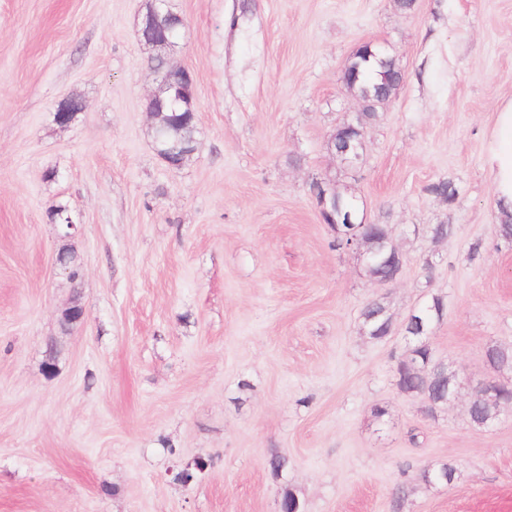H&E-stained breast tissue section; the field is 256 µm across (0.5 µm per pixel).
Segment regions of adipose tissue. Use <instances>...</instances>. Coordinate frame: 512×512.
Returning <instances> with one entry per match:
<instances>
[{"instance_id": "adipose-tissue-1", "label": "adipose tissue", "mask_w": 512, "mask_h": 512, "mask_svg": "<svg viewBox=\"0 0 512 512\" xmlns=\"http://www.w3.org/2000/svg\"><path fill=\"white\" fill-rule=\"evenodd\" d=\"M486 164L497 202L512 212V101L502 105L495 116Z\"/></svg>"}]
</instances>
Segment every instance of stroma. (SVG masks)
<instances>
[{"label":"stroma","mask_w":512,"mask_h":512,"mask_svg":"<svg viewBox=\"0 0 512 512\" xmlns=\"http://www.w3.org/2000/svg\"><path fill=\"white\" fill-rule=\"evenodd\" d=\"M148 4L0 0V512H277L287 489L301 512H512V407L483 430L467 414L484 379L512 383L486 359L512 347V242L485 164L512 100V0H171L200 131L178 169L147 112ZM367 42L404 80L349 167L327 141L361 110L341 75ZM69 97L85 109L62 126ZM316 178L390 225L395 283L332 248ZM440 179L455 209L428 192ZM435 296L434 359L465 385L430 416L394 367ZM373 298L393 317L380 341L360 330ZM447 462L452 484L420 481Z\"/></svg>","instance_id":"1"}]
</instances>
